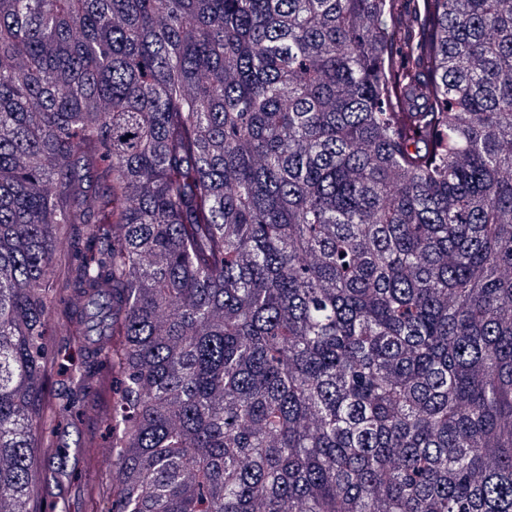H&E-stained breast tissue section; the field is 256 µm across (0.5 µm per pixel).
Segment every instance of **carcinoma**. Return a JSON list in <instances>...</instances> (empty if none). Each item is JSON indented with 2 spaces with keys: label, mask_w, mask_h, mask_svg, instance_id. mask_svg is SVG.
<instances>
[{
  "label": "carcinoma",
  "mask_w": 512,
  "mask_h": 512,
  "mask_svg": "<svg viewBox=\"0 0 512 512\" xmlns=\"http://www.w3.org/2000/svg\"><path fill=\"white\" fill-rule=\"evenodd\" d=\"M397 2L0 0V512L51 317L108 512H512V0ZM77 242V230L69 225L62 224L56 231V251L53 266V277L57 283L68 280L74 271L76 263V250L73 244Z\"/></svg>",
  "instance_id": "cac0c4a2"
}]
</instances>
